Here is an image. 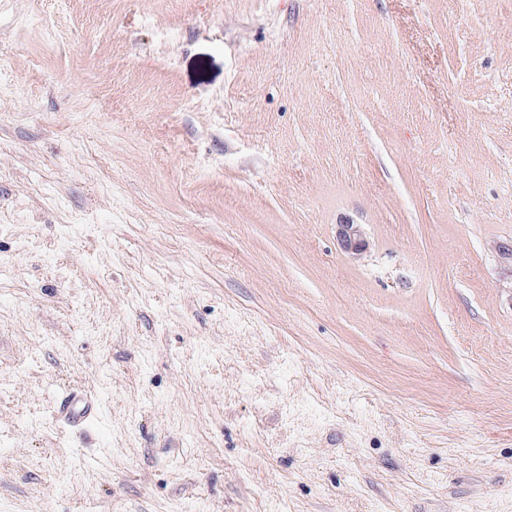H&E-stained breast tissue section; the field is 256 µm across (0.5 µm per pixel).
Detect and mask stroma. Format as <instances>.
<instances>
[{
  "mask_svg": "<svg viewBox=\"0 0 512 512\" xmlns=\"http://www.w3.org/2000/svg\"><path fill=\"white\" fill-rule=\"evenodd\" d=\"M0 57V512H512V0H0ZM336 235L341 249L352 256L360 257L369 248L365 231L360 224L350 222L337 224ZM98 410L94 397L66 390L58 402V414L71 427L80 428L92 419Z\"/></svg>",
  "mask_w": 512,
  "mask_h": 512,
  "instance_id": "obj_1",
  "label": "stroma"
}]
</instances>
